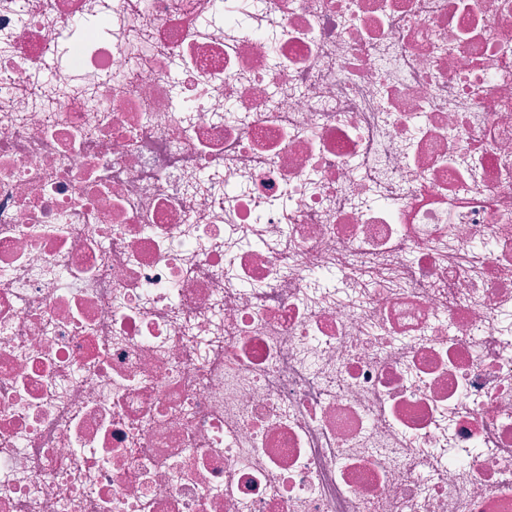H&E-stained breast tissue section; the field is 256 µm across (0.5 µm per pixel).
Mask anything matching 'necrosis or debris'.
<instances>
[{"label": "necrosis or debris", "mask_w": 512, "mask_h": 512, "mask_svg": "<svg viewBox=\"0 0 512 512\" xmlns=\"http://www.w3.org/2000/svg\"><path fill=\"white\" fill-rule=\"evenodd\" d=\"M250 3L0 0V512H512V0Z\"/></svg>", "instance_id": "necrosis-or-debris-1"}]
</instances>
